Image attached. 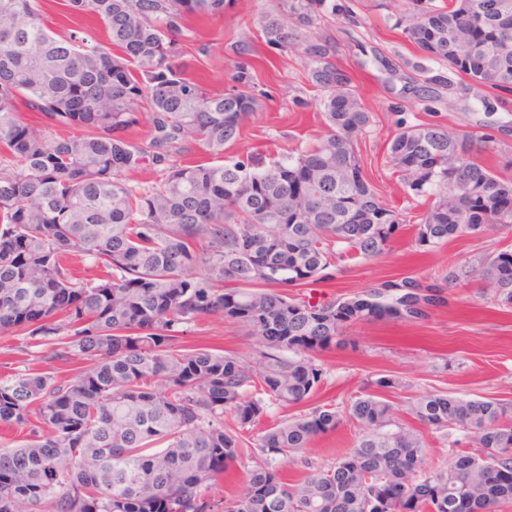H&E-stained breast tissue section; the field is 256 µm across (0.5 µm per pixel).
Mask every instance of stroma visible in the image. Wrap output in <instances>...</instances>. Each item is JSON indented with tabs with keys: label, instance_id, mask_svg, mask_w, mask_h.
<instances>
[{
	"label": "stroma",
	"instance_id": "1",
	"mask_svg": "<svg viewBox=\"0 0 512 512\" xmlns=\"http://www.w3.org/2000/svg\"><path fill=\"white\" fill-rule=\"evenodd\" d=\"M274 4L275 0H230L223 16L192 21L193 36L176 42V53L189 64L191 74L200 77L209 92L219 94L231 88V76L241 60L236 41L251 39L248 61L261 106L247 119L240 137L225 146L228 158H266L287 149L304 150L325 130L318 105L321 92L308 82L302 57L279 53L265 42L258 19ZM38 8L43 23L57 34L80 27L98 42L108 41L97 18L68 15L61 0H38ZM321 11L328 17L324 31L334 38L337 58L352 73L371 115L368 132L359 143L365 174L381 200L401 213L407 225L388 254L371 261L345 257L334 280L306 286L300 297L350 296L386 280L422 279L477 263L491 251L512 249V232L504 231L480 240L458 237L429 251L418 250L413 226L427 201L413 196L387 162V145L398 118L417 124L434 117L452 130L468 125L477 133L492 134L497 124L512 122V94L493 115H485L470 81L449 78L445 65L420 53L395 29L397 18L409 14L408 0H324ZM349 335L356 351L321 355L327 382L312 405L345 406L367 379L386 374L401 382L386 393L398 407L419 394L437 391L512 399V312L489 308L478 289H455L446 303L430 309L425 320L367 322L351 328ZM182 342L189 348L230 351L250 361L257 358L245 330L219 317H205L189 326ZM18 370H50L60 378L72 373L71 367L50 365L35 349L26 348L22 337L0 336V375ZM357 436V428L342 421L285 464L288 477L299 479L307 466L335 461L354 448Z\"/></svg>",
	"mask_w": 512,
	"mask_h": 512
}]
</instances>
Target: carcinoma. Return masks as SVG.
<instances>
[{
  "mask_svg": "<svg viewBox=\"0 0 512 512\" xmlns=\"http://www.w3.org/2000/svg\"><path fill=\"white\" fill-rule=\"evenodd\" d=\"M324 0H277L260 16L266 44L299 52L322 91L326 130L307 150L228 160L259 106L245 66L214 95L175 54L190 18L224 0H63L95 16L112 48L75 28L57 38L37 0H0V334L78 364L0 379V425L24 435L0 450V512H504L512 507V401L427 393L406 413L443 433L448 465L421 469L424 442L382 392L384 376L346 406L353 450L296 483L281 467L336 429L333 403L251 433L275 406L308 402L325 384L318 355L351 343L359 322H415L451 288L475 284L512 309V250L430 280H388L311 304L290 288L336 279L331 256L387 254L404 224L364 174L371 123L335 43L319 32ZM410 0L404 37L448 73L512 93V0ZM38 113L32 125L20 108ZM146 110L150 137L125 132ZM388 157L416 197L423 250L512 230V178L485 162L492 135L438 121H396ZM57 128L78 133L53 139ZM222 158L191 164L194 150ZM147 165L144 187L127 174ZM110 270L77 278L75 255ZM220 316L247 329L253 365L179 344L187 326ZM230 415L233 425L224 424ZM244 478L216 500L212 482Z\"/></svg>",
  "mask_w": 512,
  "mask_h": 512,
  "instance_id": "1",
  "label": "carcinoma"
}]
</instances>
